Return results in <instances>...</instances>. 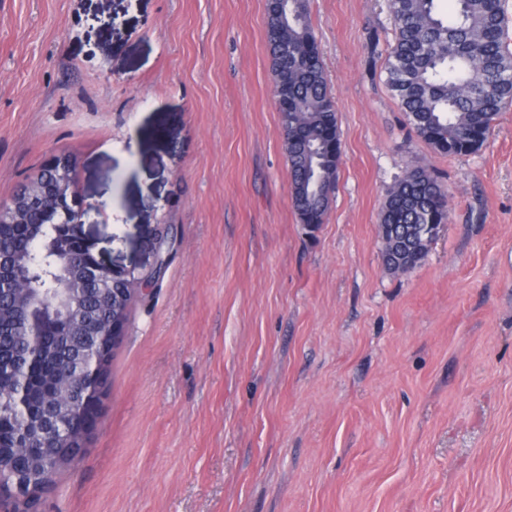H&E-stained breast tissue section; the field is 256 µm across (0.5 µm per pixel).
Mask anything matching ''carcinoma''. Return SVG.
<instances>
[{
	"instance_id": "cac0c4a2",
	"label": "carcinoma",
	"mask_w": 512,
	"mask_h": 512,
	"mask_svg": "<svg viewBox=\"0 0 512 512\" xmlns=\"http://www.w3.org/2000/svg\"><path fill=\"white\" fill-rule=\"evenodd\" d=\"M443 18L435 0H391L394 42L387 84L409 116L417 135L433 149L468 155L487 142L501 110L512 104V52L504 45V0H451ZM266 45L274 81L288 82V111L281 127L291 175V203L301 223H323L336 182L339 155H331L324 135L337 132L335 101L325 66L308 21V0H291L288 18L266 7ZM448 199L437 179L417 168L398 181L388 195L379 225L383 262L405 271L424 256L436 237L430 226L448 221ZM24 224H0V258L6 276L0 322L31 313L33 288L78 287L84 260L71 253L60 264L63 247L56 229L40 222L30 209ZM57 340L49 328L38 342L17 330L0 331V477L24 486L53 480L70 458L62 448L80 445L81 418L69 409L71 375L45 355ZM27 383L28 412L13 408L18 377ZM67 417L69 431L56 439L41 437L35 424L45 403Z\"/></svg>"
}]
</instances>
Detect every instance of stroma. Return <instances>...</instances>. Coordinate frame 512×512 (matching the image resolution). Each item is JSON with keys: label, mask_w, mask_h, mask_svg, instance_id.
Instances as JSON below:
<instances>
[{"label": "stroma", "mask_w": 512, "mask_h": 512, "mask_svg": "<svg viewBox=\"0 0 512 512\" xmlns=\"http://www.w3.org/2000/svg\"><path fill=\"white\" fill-rule=\"evenodd\" d=\"M340 158L291 205L266 0H0V203L54 157L138 295L96 422L42 512H512V106L474 154L386 84L388 0H309ZM430 171L449 219L403 274L381 212Z\"/></svg>", "instance_id": "stroma-1"}]
</instances>
